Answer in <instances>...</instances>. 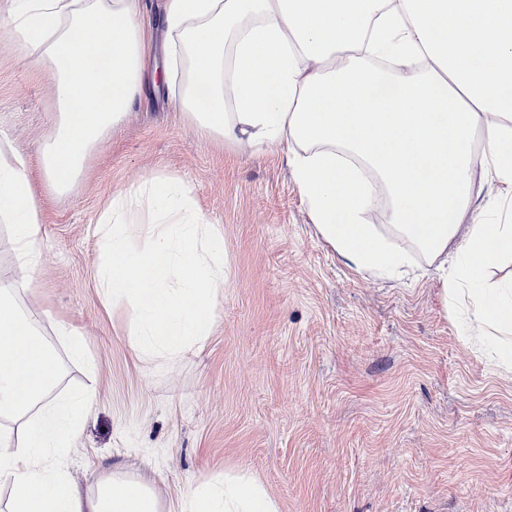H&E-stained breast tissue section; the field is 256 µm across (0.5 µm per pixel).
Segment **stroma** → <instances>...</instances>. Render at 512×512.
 <instances>
[{"label":"stroma","instance_id":"1","mask_svg":"<svg viewBox=\"0 0 512 512\" xmlns=\"http://www.w3.org/2000/svg\"><path fill=\"white\" fill-rule=\"evenodd\" d=\"M56 113L53 78L0 34V143L25 157L42 217L19 302L51 316L60 391L96 394L69 453L75 486L116 472L176 512L189 486L246 474L278 512H512V371L467 341L437 276L352 272L312 224L286 145L201 132L165 84L145 86L69 191H49L40 148ZM155 178L187 187L224 239L212 330L174 360L140 355L131 307L97 284L102 212ZM60 323L95 372L70 359Z\"/></svg>","mask_w":512,"mask_h":512}]
</instances>
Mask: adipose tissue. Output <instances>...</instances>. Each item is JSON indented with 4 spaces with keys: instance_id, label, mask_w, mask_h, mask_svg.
Masks as SVG:
<instances>
[{
    "instance_id": "adipose-tissue-1",
    "label": "adipose tissue",
    "mask_w": 512,
    "mask_h": 512,
    "mask_svg": "<svg viewBox=\"0 0 512 512\" xmlns=\"http://www.w3.org/2000/svg\"><path fill=\"white\" fill-rule=\"evenodd\" d=\"M141 0H17L0 30L56 82L42 143L48 187L68 189L145 85ZM170 68L187 67L184 112L208 135L288 157L319 234L352 270L401 275L424 262L466 297L479 343L512 369V283L487 277L512 254V216L487 218L474 168L512 188V0H167ZM86 104L83 112L73 111ZM386 223H369L376 209ZM0 222L15 254L0 278V485L7 512H161L120 476L81 493L64 471L95 394L58 396L41 315L17 302L40 260L26 162L0 149ZM179 512H277L254 480L191 486Z\"/></svg>"
}]
</instances>
